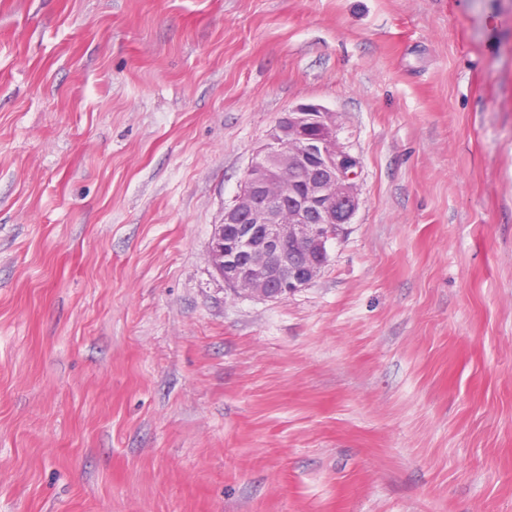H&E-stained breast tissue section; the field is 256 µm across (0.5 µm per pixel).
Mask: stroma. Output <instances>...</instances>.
Segmentation results:
<instances>
[{
	"label": "stroma",
	"mask_w": 512,
	"mask_h": 512,
	"mask_svg": "<svg viewBox=\"0 0 512 512\" xmlns=\"http://www.w3.org/2000/svg\"><path fill=\"white\" fill-rule=\"evenodd\" d=\"M302 103L359 208L265 301ZM0 512H512V0H0ZM338 130L336 112L315 103L276 119L214 224L209 257L226 288L278 300L320 274L329 243L359 208L360 160Z\"/></svg>",
	"instance_id": "35a3bbf8"
}]
</instances>
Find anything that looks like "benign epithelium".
I'll use <instances>...</instances> for the list:
<instances>
[{"mask_svg": "<svg viewBox=\"0 0 512 512\" xmlns=\"http://www.w3.org/2000/svg\"><path fill=\"white\" fill-rule=\"evenodd\" d=\"M338 130L336 113L321 104L276 119L213 228L209 257L225 287L278 300L320 274L329 243L359 208L360 160Z\"/></svg>", "mask_w": 512, "mask_h": 512, "instance_id": "7a95c632", "label": "benign epithelium"}]
</instances>
